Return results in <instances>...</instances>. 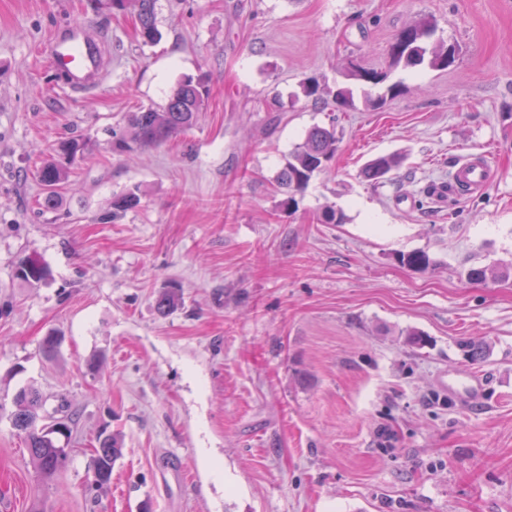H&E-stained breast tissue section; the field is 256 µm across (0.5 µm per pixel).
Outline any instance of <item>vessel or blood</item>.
I'll return each instance as SVG.
<instances>
[{
	"mask_svg": "<svg viewBox=\"0 0 512 512\" xmlns=\"http://www.w3.org/2000/svg\"><path fill=\"white\" fill-rule=\"evenodd\" d=\"M47 56L50 67L64 75L72 91L94 88L104 79V43L87 24L76 23L58 31L48 46ZM494 176L486 156L473 154L450 172L442 192L449 195L462 186L481 191L493 184Z\"/></svg>",
	"mask_w": 512,
	"mask_h": 512,
	"instance_id": "vessel-or-blood-1",
	"label": "vessel or blood"
}]
</instances>
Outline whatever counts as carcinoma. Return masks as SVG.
<instances>
[{
  "instance_id": "carcinoma-1",
  "label": "carcinoma",
  "mask_w": 512,
  "mask_h": 512,
  "mask_svg": "<svg viewBox=\"0 0 512 512\" xmlns=\"http://www.w3.org/2000/svg\"><path fill=\"white\" fill-rule=\"evenodd\" d=\"M156 0H112V8L130 9L139 23V35L143 42L152 43L159 37L155 23ZM455 62L454 52L446 48H433L430 66L445 68ZM207 88L202 77L182 79L174 89L168 103L160 108H146L130 116V125L134 129L133 141L143 146L160 145L173 134L190 129L196 122L198 112L204 104ZM336 127L314 126L307 132L303 143L291 152L288 163L278 178L280 187L288 190V196L282 205L291 207L297 194L303 192L311 178L326 168V162L336 152ZM400 160L394 155L379 156L371 160L362 170L365 179L380 182L390 172L398 169ZM39 181L45 187L46 196L43 206L52 208L58 199V189L64 179L62 170L53 163L44 164L38 171ZM140 196L135 190H128L112 199V219L139 206ZM399 261L416 270L424 271L430 266L429 256L423 251L402 254ZM48 275L45 267L34 262L31 257H22L16 266V277L20 281L34 286ZM508 277V270L496 266L471 267L466 271L470 281L485 282ZM181 302L174 291L161 293L156 300L157 310L167 314ZM464 358L470 363H478L486 356V347L471 340L459 342ZM17 411L13 425L23 438L31 462L45 478L57 474L67 458L65 446L60 438L37 426L39 412L43 408L42 395L34 390H22L16 398ZM98 447L93 449L90 467L93 473V485L101 488L111 482L114 463L120 455V443L114 435L97 439Z\"/></svg>"
}]
</instances>
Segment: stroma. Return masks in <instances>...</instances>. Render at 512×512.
Instances as JSON below:
<instances>
[{"mask_svg": "<svg viewBox=\"0 0 512 512\" xmlns=\"http://www.w3.org/2000/svg\"><path fill=\"white\" fill-rule=\"evenodd\" d=\"M424 20L455 64L391 67L394 36ZM82 22L108 78L72 93L46 48ZM156 23L146 44L96 0H0V512H512V279L464 275L512 266V0H157ZM361 68L400 93L370 106ZM201 74L192 129L113 149ZM311 79L351 87L352 106H315ZM331 122L335 157L288 212L277 176ZM480 151L492 186L436 203ZM390 154V177H362ZM47 161L66 174L51 208ZM132 188L140 205L103 221ZM329 207L342 223H320ZM412 251L428 270L399 263ZM24 256L46 282L16 278ZM474 380L477 399L449 390ZM24 389L76 419L48 481L13 426ZM102 431L122 449L98 489ZM400 160L394 155L379 156L371 160L362 170L365 179L379 183L390 172L398 169Z\"/></svg>", "mask_w": 512, "mask_h": 512, "instance_id": "1", "label": "stroma"}]
</instances>
